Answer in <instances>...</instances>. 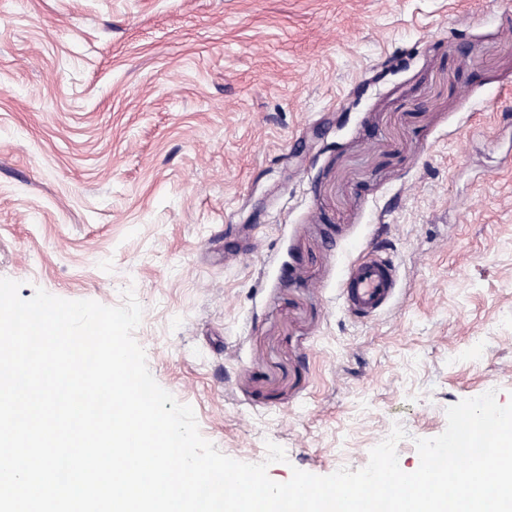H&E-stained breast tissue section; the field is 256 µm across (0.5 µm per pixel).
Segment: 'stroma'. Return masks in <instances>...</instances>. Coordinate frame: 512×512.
Here are the masks:
<instances>
[{"label": "stroma", "mask_w": 512, "mask_h": 512, "mask_svg": "<svg viewBox=\"0 0 512 512\" xmlns=\"http://www.w3.org/2000/svg\"><path fill=\"white\" fill-rule=\"evenodd\" d=\"M365 252L401 293L358 319ZM0 277L133 288L156 382L274 481L397 424L413 470L512 401V0H0Z\"/></svg>", "instance_id": "obj_1"}]
</instances>
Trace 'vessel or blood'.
Here are the masks:
<instances>
[{
    "label": "vessel or blood",
    "mask_w": 512,
    "mask_h": 512,
    "mask_svg": "<svg viewBox=\"0 0 512 512\" xmlns=\"http://www.w3.org/2000/svg\"><path fill=\"white\" fill-rule=\"evenodd\" d=\"M399 293L394 265L378 259L357 258L343 280L341 294L348 310L369 317L387 310Z\"/></svg>",
    "instance_id": "b4317fda"
}]
</instances>
